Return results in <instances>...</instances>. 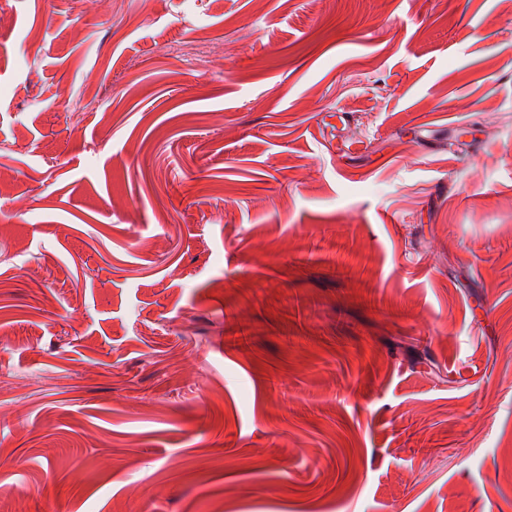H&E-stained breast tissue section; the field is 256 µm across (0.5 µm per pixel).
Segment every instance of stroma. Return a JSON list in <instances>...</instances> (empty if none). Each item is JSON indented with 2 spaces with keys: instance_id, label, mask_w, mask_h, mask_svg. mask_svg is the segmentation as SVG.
Segmentation results:
<instances>
[{
  "instance_id": "obj_1",
  "label": "stroma",
  "mask_w": 512,
  "mask_h": 512,
  "mask_svg": "<svg viewBox=\"0 0 512 512\" xmlns=\"http://www.w3.org/2000/svg\"><path fill=\"white\" fill-rule=\"evenodd\" d=\"M0 512H512V0H0Z\"/></svg>"
}]
</instances>
